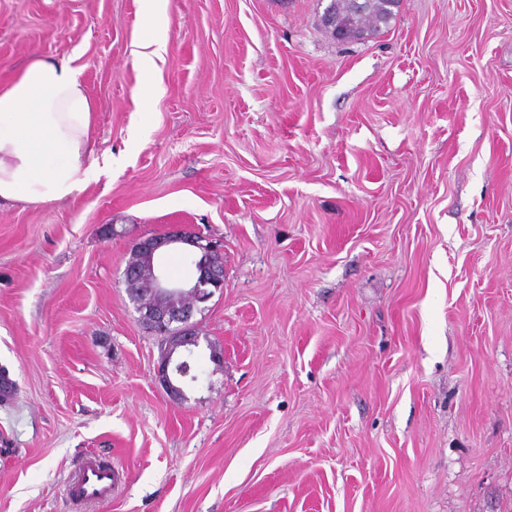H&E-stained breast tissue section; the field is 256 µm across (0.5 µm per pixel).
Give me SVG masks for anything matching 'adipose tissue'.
I'll use <instances>...</instances> for the list:
<instances>
[{"mask_svg": "<svg viewBox=\"0 0 512 512\" xmlns=\"http://www.w3.org/2000/svg\"><path fill=\"white\" fill-rule=\"evenodd\" d=\"M92 104L68 64L32 59L0 87V204L32 205L69 198L97 172L84 165Z\"/></svg>", "mask_w": 512, "mask_h": 512, "instance_id": "adipose-tissue-1", "label": "adipose tissue"}]
</instances>
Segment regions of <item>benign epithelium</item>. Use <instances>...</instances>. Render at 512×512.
Here are the masks:
<instances>
[{
	"mask_svg": "<svg viewBox=\"0 0 512 512\" xmlns=\"http://www.w3.org/2000/svg\"><path fill=\"white\" fill-rule=\"evenodd\" d=\"M337 0H330L324 16V25L334 29L336 39L345 40L348 29L336 24ZM174 245L189 248V258L197 276L189 281L170 279L163 269L161 257ZM140 265L137 273L147 284L150 302H135L139 321L159 337L161 358L156 377L168 394L174 398L185 396L179 382L193 379L190 355L199 343L198 332L191 323L195 307L207 302L212 289L224 285V267L217 260L221 247L212 239L184 228L173 229L163 235L145 236L134 243Z\"/></svg>",
	"mask_w": 512,
	"mask_h": 512,
	"instance_id": "7a95c632",
	"label": "benign epithelium"
}]
</instances>
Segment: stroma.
<instances>
[{"instance_id": "stroma-1", "label": "stroma", "mask_w": 512, "mask_h": 512, "mask_svg": "<svg viewBox=\"0 0 512 512\" xmlns=\"http://www.w3.org/2000/svg\"><path fill=\"white\" fill-rule=\"evenodd\" d=\"M327 0H0L94 108L72 198L0 205V512H512V0H401L340 42ZM224 243L185 399L123 270ZM108 461V501L66 485ZM168 0H147L146 12L143 21L154 32L155 41L159 48H164L167 30L157 25L158 18L165 13Z\"/></svg>"}]
</instances>
